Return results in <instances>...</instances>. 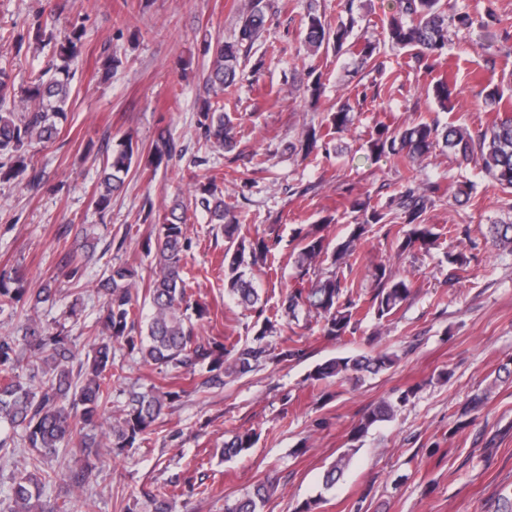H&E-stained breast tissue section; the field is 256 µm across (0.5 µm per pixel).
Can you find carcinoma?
Masks as SVG:
<instances>
[{
	"label": "carcinoma",
	"instance_id": "1",
	"mask_svg": "<svg viewBox=\"0 0 512 512\" xmlns=\"http://www.w3.org/2000/svg\"><path fill=\"white\" fill-rule=\"evenodd\" d=\"M458 20L455 5L445 0H398L397 9L387 17L383 29L388 41L401 49L417 50L419 61H434L448 44V34ZM270 16L263 0H248L240 17L237 40L217 46L206 68L205 98L198 111L197 123L205 142L231 152L237 141L234 126L224 113V107L214 106L210 97L237 85L243 77L244 52L268 29ZM43 24L37 20L26 33L10 32L16 51H21L30 35L40 37ZM83 23L76 21L64 43L57 50L60 63L32 73L19 103L11 100L14 79L11 71L0 66V178L24 182L30 188L41 183V176L32 164L28 147L34 142L49 143L57 138L60 129L57 119L65 113L70 95L71 63L81 52ZM0 33V40L7 38ZM304 42L316 52L333 47L359 58L366 65L377 52V44L361 40L355 33V19L349 18L336 26L328 25L322 16L309 12L305 20ZM350 105L342 104L329 113L331 134L344 132L353 123ZM446 149L462 161L473 162L491 181L492 189H512V115L504 113L477 137L452 125L440 127L435 121L420 120L396 133L380 125L367 141L369 155L374 158H399L408 171L404 190L382 206L367 199H356L352 208L361 213V221L343 240L331 248L321 236L303 235L293 255L299 276L307 286L293 289L282 303V313L298 320L303 312L321 318L324 335L340 338L361 321L360 315H371L383 322L407 302L411 296L410 283L379 266L374 273L375 288L366 306L348 298L353 284L338 274L348 265L349 258L365 239L374 224H384L392 213L401 215L403 230L396 238L400 251L429 248L435 238L431 225L425 223L427 211L434 205L439 184L431 183L424 190L416 187L417 173L422 162L436 149ZM183 149L171 134L161 129L152 140L146 155H135L132 143H120L103 164L100 181L93 192V204L99 211L111 206L112 195L119 191L133 165L158 169ZM202 210L211 224L224 229L227 246L224 249V287L238 303L255 306L260 297L247 272L266 264L269 246L263 239L248 240L239 236L237 217L224 206V197L207 186L192 199L177 197L147 251L154 252L152 274L143 278L138 270L123 263L107 269V275L95 285L103 297V305L95 325L88 330L93 357L88 371L78 364L79 350L68 335L44 327L32 311L56 296V278L52 277L35 296L33 306L25 311L24 323L18 335L0 336V458L14 457L18 449H28L27 455L15 464L7 499L12 503L9 512H70L68 503L43 498L44 485L51 475L37 476L48 458L58 456L59 449L74 447L94 461L86 462L70 479L79 488L93 483L98 448L105 446L115 456L140 447L145 437L154 431L156 422L167 405L187 394L166 381L145 389L126 391L125 408L112 421L105 433L107 443L101 444L92 435L82 432L78 425L95 428L105 420L107 405L112 397L116 350H125L146 363L170 369L184 380H190L192 391L204 393L224 385V377H239L257 367L269 354L267 337L274 325L267 319L255 331L252 339L241 347H226L224 343L195 334L192 319L207 315V310L191 303V294L184 276V255L190 248L186 221L188 211ZM489 235L493 245L512 253V224H492ZM95 251L93 243L74 241L65 254L63 276L79 284L85 266ZM331 260L334 270L324 275L317 266ZM147 280L144 300H139L137 284ZM26 288L18 276L0 277V309L15 308L23 301ZM30 357L39 363V385L24 374V360ZM395 356L377 352L370 355L330 358L317 364L308 374L314 382L334 379L358 384L367 374L390 369ZM208 376L195 380L199 369ZM414 396L408 389L396 400H382L362 414L355 436L366 434L373 426L392 419L397 410ZM255 443L249 432L238 433L224 442L227 458L248 452ZM349 462L344 453L332 463L324 476L330 487L342 476ZM274 490L266 479L254 487L251 496L224 506V512H258L257 507L268 500ZM151 512H172L171 497L159 489L150 494Z\"/></svg>",
	"mask_w": 512,
	"mask_h": 512
}]
</instances>
